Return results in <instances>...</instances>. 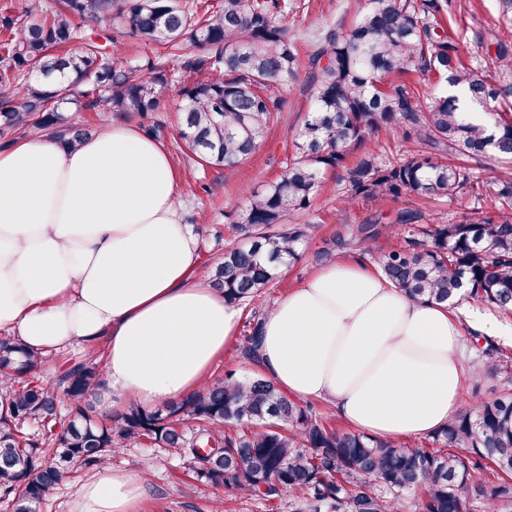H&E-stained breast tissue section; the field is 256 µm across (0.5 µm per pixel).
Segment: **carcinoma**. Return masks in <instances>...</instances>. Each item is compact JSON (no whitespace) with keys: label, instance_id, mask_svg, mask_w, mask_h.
<instances>
[{"label":"carcinoma","instance_id":"cac0c4a2","mask_svg":"<svg viewBox=\"0 0 512 512\" xmlns=\"http://www.w3.org/2000/svg\"><path fill=\"white\" fill-rule=\"evenodd\" d=\"M449 0H368L359 21L336 26L308 55L310 113L296 132L282 175L251 193L238 214L247 247L228 246L210 282L224 297L251 301L275 285L298 259L300 224H275L308 211L328 169L346 170L345 200L409 195L436 200L468 194L498 203L459 223L403 222L402 244L374 258L406 296L446 302L466 293L512 313V168L474 180L458 157L512 158V118L475 116L512 96V42L495 34V56L467 65L447 35L436 32ZM288 0H59L45 14L28 0L20 16L0 15V138L45 133L76 144L87 126L66 122L75 107L95 112H155L168 74L160 59L184 58L204 75L181 90L178 137L212 166L235 168L267 138L283 111L279 88L301 69L297 38L281 24ZM107 20L163 49L131 65L101 51L92 37L80 49L76 20ZM435 73L458 89L420 96L391 75ZM382 125L403 131L412 146L382 163L367 151L349 154ZM381 233L360 224L337 248L352 249ZM262 316L241 347L252 358ZM485 370L512 378V353L493 344ZM41 358L13 336L0 335V499L33 512L72 472L95 470L137 441L189 450L196 480L227 496L262 497L288 512H397L398 498L418 496V512H512V393L461 412L432 434L441 450L401 446L357 431L331 428L306 401H294L261 375L208 384L162 409L131 405L112 423L93 416L87 397L100 363L74 364L51 386L37 377Z\"/></svg>","mask_w":512,"mask_h":512}]
</instances>
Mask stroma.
Here are the masks:
<instances>
[{
  "label": "stroma",
  "instance_id": "stroma-1",
  "mask_svg": "<svg viewBox=\"0 0 512 512\" xmlns=\"http://www.w3.org/2000/svg\"><path fill=\"white\" fill-rule=\"evenodd\" d=\"M366 3L367 0H288L286 22L293 33L304 39V48L309 51L316 36L327 26L338 23L351 26L363 13ZM442 25L454 39L460 58L478 65L495 53L496 46L490 38L492 32L512 33V15L503 16L500 0H451ZM80 31L82 35L96 38L106 51L116 52L134 65L156 54L155 46L120 33L116 26L106 22H81ZM165 64L170 79L161 91L160 111L139 115L80 110L69 112L68 119L96 130L115 121L130 123L165 143L178 176L182 218L192 221L201 237L200 270L206 274L221 260L225 245L235 240L231 229L235 211L244 206L250 192L263 188L283 173L284 162L292 151V140L305 121L310 103L302 81L289 82L280 91L283 102L280 121L248 159L232 171L203 166L181 150L177 138L183 105L179 91L191 75L185 72L182 58H167ZM343 175L340 169L324 174L313 206L297 218L298 223L306 227L300 260L285 266L279 283L267 289L262 302H242L239 336L248 334V324L258 307L274 306L291 288L322 269L329 260H357L366 264L372 254L391 250L406 231L401 220L405 211H420L422 223L427 224L435 218L444 223L462 221L476 206L486 213L496 210L494 202H478L467 194L430 203L410 196L380 202L360 199L346 206L342 203ZM358 224L387 225L392 232L366 240L359 250L337 251V234ZM457 307L463 329H471V320L476 316L494 319L503 329L502 335L492 337L487 343L464 339L466 401L491 400L512 391V380L486 372L488 358L484 354L490 344L512 349V316L501 314L467 295L462 296ZM112 466L148 475V492L139 512H272L268 502L259 497L226 498L223 489L195 480L186 459L163 453L147 442L131 445L114 455Z\"/></svg>",
  "mask_w": 512,
  "mask_h": 512
}]
</instances>
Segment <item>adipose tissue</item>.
Returning <instances> with one entry per match:
<instances>
[{
    "mask_svg": "<svg viewBox=\"0 0 512 512\" xmlns=\"http://www.w3.org/2000/svg\"><path fill=\"white\" fill-rule=\"evenodd\" d=\"M165 144L113 124L71 146L0 149V333L40 354L103 342L98 408L192 398L235 343L242 309L199 274ZM449 304L407 297L376 266L330 264L262 320L254 363L283 394L319 399L384 439L443 429L463 401ZM141 475L101 469L70 512H137Z\"/></svg>",
    "mask_w": 512,
    "mask_h": 512,
    "instance_id": "obj_1",
    "label": "adipose tissue"
}]
</instances>
